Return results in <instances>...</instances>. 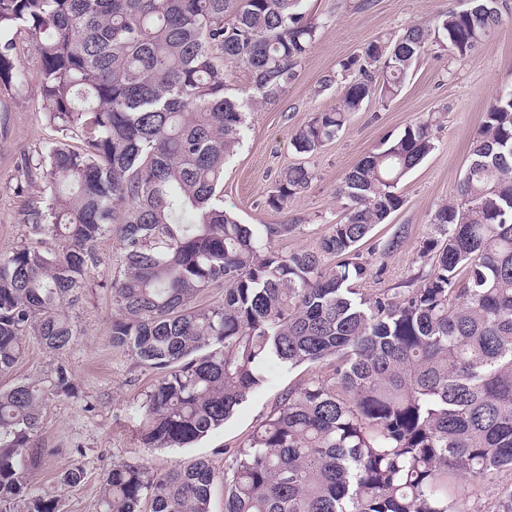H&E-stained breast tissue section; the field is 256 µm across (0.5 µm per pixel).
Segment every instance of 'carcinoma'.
Instances as JSON below:
<instances>
[{
    "label": "carcinoma",
    "mask_w": 512,
    "mask_h": 512,
    "mask_svg": "<svg viewBox=\"0 0 512 512\" xmlns=\"http://www.w3.org/2000/svg\"><path fill=\"white\" fill-rule=\"evenodd\" d=\"M301 2L0 0V85L16 76L7 34L24 31L56 133L33 162L48 190L29 214L41 245L0 256V374L30 330L53 353L68 348V309L118 224L111 338L154 372L138 405L144 447L220 427L273 362H327L332 373L288 389L224 449V512H471L465 485L512 472V89L484 113L458 196L434 213L438 236L419 249L431 273L399 298L367 295L359 247L401 207L400 183L433 150L429 124L347 171L343 217L314 250L279 252L271 241L296 225L252 227L224 210L246 111L278 100L318 40ZM501 15L499 0H469L369 42L336 107L293 130L296 152H318L370 98L396 97L428 51L474 52ZM226 61L249 73L242 96L226 94ZM314 178L287 167L268 205ZM59 239L65 249L46 246ZM214 285L221 301L196 304ZM48 392L75 395L66 366L0 389V512H59L24 474L47 453L36 436ZM215 479L202 459L161 473L117 462L92 512H211Z\"/></svg>",
    "instance_id": "carcinoma-1"
}]
</instances>
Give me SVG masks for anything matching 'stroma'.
Returning a JSON list of instances; mask_svg holds the SVG:
<instances>
[{
    "label": "stroma",
    "instance_id": "stroma-1",
    "mask_svg": "<svg viewBox=\"0 0 512 512\" xmlns=\"http://www.w3.org/2000/svg\"><path fill=\"white\" fill-rule=\"evenodd\" d=\"M466 6L467 0H303L306 14L322 24L319 39L287 92L249 111L243 142L224 167L225 209L244 224L293 225V232L274 241L275 250L316 249L330 224L341 217L338 187L344 174L386 137L400 135L408 124L431 121L433 151L403 181L401 208L388 223L377 225L360 248L372 271L361 282L365 293L397 297L417 286L432 270L430 261L419 256L423 240L436 234L431 218L456 195L487 107L512 88V0H505L501 23L474 55L428 53L397 97L386 103L371 99L350 113L342 133L317 153H297L290 133L315 113L335 107L351 78L343 65L366 43ZM16 41V66L25 80L0 88V256L36 239L28 214L43 200L45 183L40 171H28L27 162L55 136L37 92L39 58L26 33L17 34ZM327 78L332 81L328 87L323 84ZM301 161L314 170L315 180L283 210L270 209L266 199L278 175ZM397 235L404 238L401 248L385 253V245ZM95 250L101 261L87 275L82 300L69 311L76 334L67 351L54 355L37 336H25L20 360L0 376V387H6L39 377L59 362L73 375L76 396H49L42 411L38 438L50 453L26 471L31 485L59 500L61 512H91L116 462L144 463L161 472L205 459L216 473H223L228 466L224 448L244 441L288 388L330 370L326 364L291 371L273 367L267 383L249 394L222 427L192 446L143 447L135 407L153 373L113 347L110 338L114 310L109 285L119 254L118 232L99 239ZM73 467L83 470V481L74 487L61 485V473Z\"/></svg>",
    "mask_w": 512,
    "mask_h": 512
}]
</instances>
